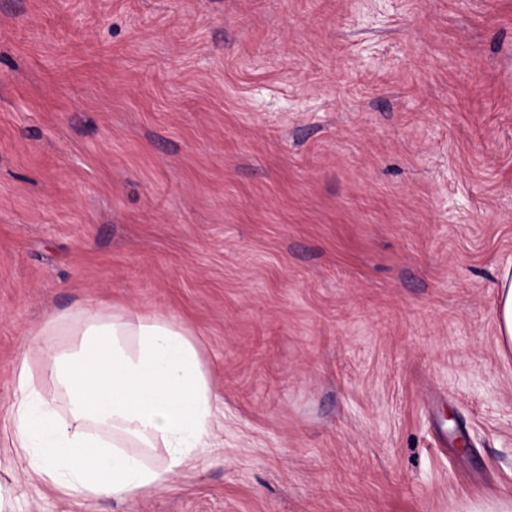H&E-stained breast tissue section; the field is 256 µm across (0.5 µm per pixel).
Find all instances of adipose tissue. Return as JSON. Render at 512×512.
I'll return each mask as SVG.
<instances>
[{
	"label": "adipose tissue",
	"instance_id": "adipose-tissue-1",
	"mask_svg": "<svg viewBox=\"0 0 512 512\" xmlns=\"http://www.w3.org/2000/svg\"><path fill=\"white\" fill-rule=\"evenodd\" d=\"M69 326L70 346H38L57 398L27 361L15 369L12 448L73 496L122 499L166 485L205 453L216 417L194 342L175 319L90 305L43 333Z\"/></svg>",
	"mask_w": 512,
	"mask_h": 512
}]
</instances>
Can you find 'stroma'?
<instances>
[{"label": "stroma", "instance_id": "1", "mask_svg": "<svg viewBox=\"0 0 512 512\" xmlns=\"http://www.w3.org/2000/svg\"><path fill=\"white\" fill-rule=\"evenodd\" d=\"M512 0H0V512L512 497ZM173 317L222 427L74 497L7 449L24 343ZM499 342L505 349H512V272L506 270L498 285L496 305Z\"/></svg>", "mask_w": 512, "mask_h": 512}]
</instances>
